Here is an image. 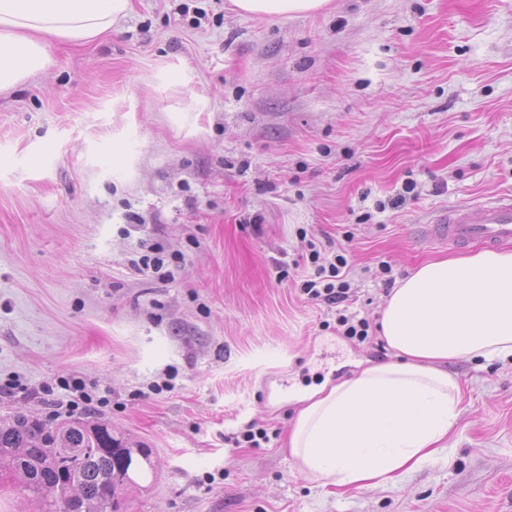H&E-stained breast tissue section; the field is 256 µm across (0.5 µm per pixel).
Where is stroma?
<instances>
[{"label":"stroma","mask_w":512,"mask_h":512,"mask_svg":"<svg viewBox=\"0 0 512 512\" xmlns=\"http://www.w3.org/2000/svg\"><path fill=\"white\" fill-rule=\"evenodd\" d=\"M133 0L111 32L47 38L44 73L0 95V415L43 416L79 377L151 448L121 512H512V358L448 364L447 448L401 481L325 494L291 462L314 387L390 359L393 282L461 249L449 208L512 194V0H331L254 18L231 0ZM348 250L347 312L297 286L310 239ZM185 255L167 278L143 246ZM171 390L150 384L168 368ZM268 429L259 448L230 438ZM336 323L342 328V335L359 343L365 342L369 337L370 324L366 319H357L340 314Z\"/></svg>","instance_id":"1"}]
</instances>
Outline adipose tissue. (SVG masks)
Instances as JSON below:
<instances>
[{
  "instance_id": "ef3b65f1",
  "label": "adipose tissue",
  "mask_w": 512,
  "mask_h": 512,
  "mask_svg": "<svg viewBox=\"0 0 512 512\" xmlns=\"http://www.w3.org/2000/svg\"><path fill=\"white\" fill-rule=\"evenodd\" d=\"M329 2L231 0L257 18ZM131 10L132 0H0V92L45 71L46 37L83 44ZM380 323L390 360L292 396L291 459L329 494L396 481L444 446L461 396L449 362L512 357V250L424 262L386 297Z\"/></svg>"
}]
</instances>
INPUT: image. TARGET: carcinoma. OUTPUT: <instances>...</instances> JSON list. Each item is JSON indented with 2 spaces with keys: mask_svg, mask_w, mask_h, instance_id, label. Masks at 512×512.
<instances>
[{
  "mask_svg": "<svg viewBox=\"0 0 512 512\" xmlns=\"http://www.w3.org/2000/svg\"><path fill=\"white\" fill-rule=\"evenodd\" d=\"M151 450L102 418L47 421L15 410L0 416V462L43 512H119Z\"/></svg>",
  "mask_w": 512,
  "mask_h": 512,
  "instance_id": "cac0c4a2",
  "label": "carcinoma"
}]
</instances>
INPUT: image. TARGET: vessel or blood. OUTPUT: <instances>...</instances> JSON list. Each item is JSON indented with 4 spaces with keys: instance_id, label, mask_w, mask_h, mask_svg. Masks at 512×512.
I'll use <instances>...</instances> for the list:
<instances>
[{
    "instance_id": "vessel-or-blood-1",
    "label": "vessel or blood",
    "mask_w": 512,
    "mask_h": 512,
    "mask_svg": "<svg viewBox=\"0 0 512 512\" xmlns=\"http://www.w3.org/2000/svg\"><path fill=\"white\" fill-rule=\"evenodd\" d=\"M424 238L458 248L473 243L489 248L512 241V195L449 209L441 223L426 228Z\"/></svg>"
}]
</instances>
